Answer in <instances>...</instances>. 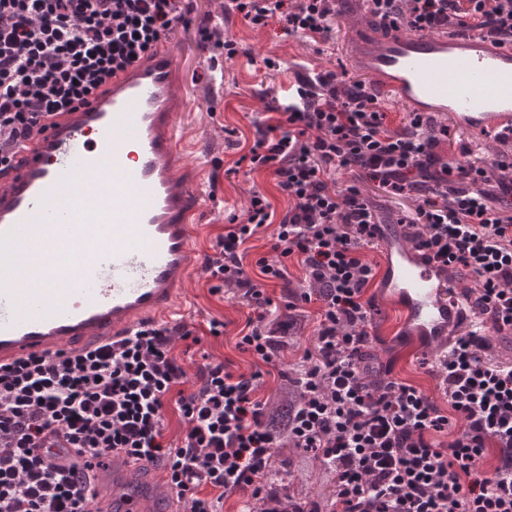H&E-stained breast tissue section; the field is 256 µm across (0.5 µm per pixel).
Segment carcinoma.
Instances as JSON below:
<instances>
[{"label":"carcinoma","mask_w":512,"mask_h":512,"mask_svg":"<svg viewBox=\"0 0 512 512\" xmlns=\"http://www.w3.org/2000/svg\"><path fill=\"white\" fill-rule=\"evenodd\" d=\"M299 402V393L288 383H281L268 423L274 435H285ZM266 480L272 492L283 491L293 502L315 497L320 500L322 512H333L335 508L334 491L326 467L319 458L299 448L283 446L276 449L268 465Z\"/></svg>","instance_id":"cac0c4a2"}]
</instances>
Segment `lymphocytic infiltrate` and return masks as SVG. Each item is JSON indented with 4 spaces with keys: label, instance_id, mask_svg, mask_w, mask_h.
<instances>
[{
    "label": "lymphocytic infiltrate",
    "instance_id": "lymphocytic-infiltrate-1",
    "mask_svg": "<svg viewBox=\"0 0 512 512\" xmlns=\"http://www.w3.org/2000/svg\"><path fill=\"white\" fill-rule=\"evenodd\" d=\"M233 2L249 25L276 24L324 43L346 0ZM359 3L384 31L445 29L512 43V0ZM192 13L180 0H0V178L45 117L85 103L178 28L194 27L210 53L238 55L222 26ZM290 92L294 105L266 104V119L235 162L270 172L286 211L276 214L263 192L252 191L204 262L211 292L236 289L249 309L239 346L256 371L208 362L188 376L171 343L196 333L165 323L91 350L0 366V512H91L92 478L114 455L163 464L182 512H220L235 494L245 497V512H320L315 500L288 506L266 488L280 442L266 425L267 402L255 396L263 368L276 365L271 338L285 312L314 300V347L294 372L301 401L288 439L333 465L336 512H512V366L485 356L488 332H512V213L498 206L512 198V155L453 162L447 124L407 111L391 126L382 94L345 69L297 72ZM339 173L351 177L341 190ZM364 179L411 200L397 222L427 261L478 281L465 294L473 319L434 371L447 408L411 384L367 380L376 332L366 292L378 272L365 251L379 243L381 217ZM269 225L256 280L245 245ZM292 260L302 287L281 305L262 282L287 281ZM170 407L186 426L177 444L165 434ZM51 429L65 434L72 452L42 447ZM440 434L448 444L436 443ZM491 448L498 464L487 473L481 464Z\"/></svg>",
    "mask_w": 512,
    "mask_h": 512
}]
</instances>
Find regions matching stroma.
<instances>
[{"mask_svg": "<svg viewBox=\"0 0 512 512\" xmlns=\"http://www.w3.org/2000/svg\"><path fill=\"white\" fill-rule=\"evenodd\" d=\"M195 16L212 17L224 23V31L234 37L239 55L224 62V92L210 99V77L207 54L198 45L194 29H178L169 42L177 57V91L184 101L183 111L175 127L180 147L187 151L202 180H209L214 161H221L225 170L220 177V189L215 204L205 206L197 216V223L206 227L203 253H211L216 238L224 231V218L242 214L251 191L264 192L276 211H283L288 201L279 192L274 178L265 171L233 172L240 155L239 143L252 141L254 124L265 116L263 98H275L294 82L296 63L307 62L320 68H336L350 62L351 38L370 25V20L349 0L343 15L327 45L289 36L279 27L255 29L232 10L229 0H191ZM272 57L281 61L283 70L276 79L269 80L260 71L256 61ZM208 277L201 264H194L188 289L190 309L188 327H201L212 317L224 320L223 336H202L200 343L174 340L172 352L188 373H195L204 360L224 361L237 372H251L252 357L237 347L238 333L243 327L248 310L235 296L234 289L223 294L209 291ZM367 294L375 301L373 321L377 339L371 350L379 362L390 365L393 378L414 384L425 394L435 398L438 405L446 400L437 388L430 365L442 355L444 344L422 348L417 340L403 335L404 314L396 302L385 294L381 284L368 288Z\"/></svg>", "mask_w": 512, "mask_h": 512, "instance_id": "1", "label": "stroma"}]
</instances>
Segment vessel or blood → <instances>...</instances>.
I'll use <instances>...</instances> for the list:
<instances>
[{
  "instance_id": "1",
  "label": "vessel or blood",
  "mask_w": 512,
  "mask_h": 512,
  "mask_svg": "<svg viewBox=\"0 0 512 512\" xmlns=\"http://www.w3.org/2000/svg\"><path fill=\"white\" fill-rule=\"evenodd\" d=\"M353 67L418 112L479 138L512 124V46L445 31L363 33ZM174 51L115 73L89 102L46 117L0 179V365L68 354L182 322L208 194L175 137ZM384 288L407 335L443 340L465 316L436 266L382 227ZM100 512H167L166 472L124 459L93 478Z\"/></svg>"
}]
</instances>
